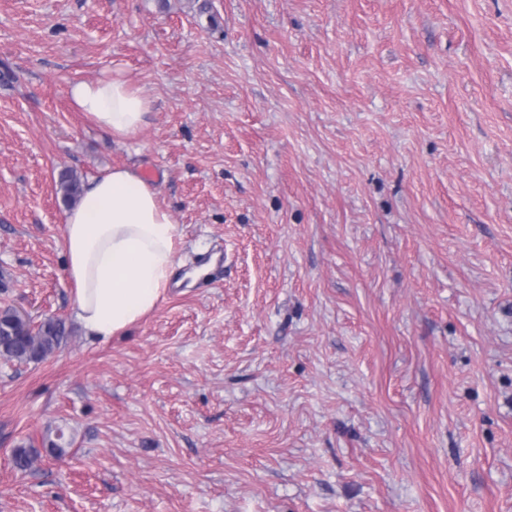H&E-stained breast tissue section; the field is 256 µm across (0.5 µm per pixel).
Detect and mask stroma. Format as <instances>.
<instances>
[{
    "instance_id": "1",
    "label": "stroma",
    "mask_w": 512,
    "mask_h": 512,
    "mask_svg": "<svg viewBox=\"0 0 512 512\" xmlns=\"http://www.w3.org/2000/svg\"><path fill=\"white\" fill-rule=\"evenodd\" d=\"M119 165L220 260L101 341L58 178ZM5 308L68 334L0 360V512H512V0H0ZM69 96L97 126L119 138L135 135L149 110V101L129 86L119 70L112 77L73 84Z\"/></svg>"
}]
</instances>
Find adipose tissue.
Returning a JSON list of instances; mask_svg holds the SVG:
<instances>
[{"label":"adipose tissue","instance_id":"obj_1","mask_svg":"<svg viewBox=\"0 0 512 512\" xmlns=\"http://www.w3.org/2000/svg\"><path fill=\"white\" fill-rule=\"evenodd\" d=\"M74 105L113 136L143 126L148 100L122 74L71 86ZM179 231L156 190L136 170L112 167L93 178L65 214L64 248L78 321L108 340L158 304L175 269Z\"/></svg>","mask_w":512,"mask_h":512}]
</instances>
